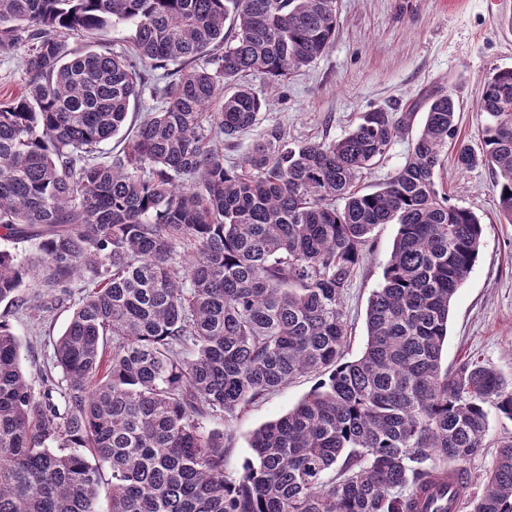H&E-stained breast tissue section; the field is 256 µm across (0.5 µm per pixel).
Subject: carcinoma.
<instances>
[{
  "mask_svg": "<svg viewBox=\"0 0 512 512\" xmlns=\"http://www.w3.org/2000/svg\"><path fill=\"white\" fill-rule=\"evenodd\" d=\"M120 25L129 49L71 46ZM336 25V0H0V53L27 75L0 100V239L37 254L0 248V304L44 312L76 275L95 284L38 393L0 320V512H512V433L474 496L467 467L490 414L512 421V379L442 364L483 243L442 174L450 152L486 165L512 224V67L484 84L481 152L459 138L453 90L429 94L404 164L372 191L357 184L410 112L300 144L267 125L224 165L266 109L247 77L278 85ZM146 93L158 105L101 157ZM380 224L398 231L349 361L344 295ZM35 275L46 302L22 293ZM309 373L314 389L225 475L224 434L204 421Z\"/></svg>",
  "mask_w": 512,
  "mask_h": 512,
  "instance_id": "1",
  "label": "carcinoma"
}]
</instances>
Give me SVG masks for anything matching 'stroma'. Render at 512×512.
I'll return each instance as SVG.
<instances>
[{"label": "stroma", "mask_w": 512, "mask_h": 512, "mask_svg": "<svg viewBox=\"0 0 512 512\" xmlns=\"http://www.w3.org/2000/svg\"><path fill=\"white\" fill-rule=\"evenodd\" d=\"M337 27L330 49L293 72L275 91L265 78L250 77L257 94L268 96L263 121L278 124L293 141L337 139L356 126L363 112L383 108L412 112L409 128L388 156L365 171L359 185L371 190L405 161L423 123L420 104L433 92L453 90L460 104L459 136L481 146L484 117L478 110L493 68L512 66V0H336ZM449 204L474 211L483 224L479 258L451 309L444 363L471 359L512 375V224L498 210L492 174L484 165L467 170L448 163ZM398 227L378 225L372 249L357 269L345 299L346 359L363 353L368 299L382 280ZM91 283L88 275L67 285L64 305L35 314L10 313L21 364L28 376L51 368L53 345ZM315 377L302 376L250 404L232 420L214 418L208 430L231 435L224 471L236 474L250 457V436L286 414L312 390Z\"/></svg>", "instance_id": "35a3bbf8"}]
</instances>
